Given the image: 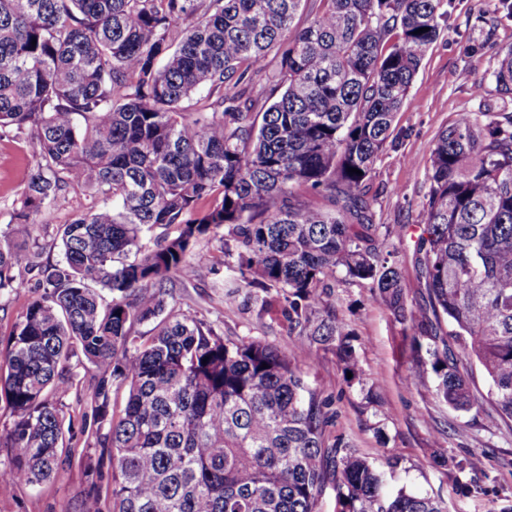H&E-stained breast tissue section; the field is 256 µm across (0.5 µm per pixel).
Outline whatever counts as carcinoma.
I'll return each mask as SVG.
<instances>
[{
    "mask_svg": "<svg viewBox=\"0 0 512 512\" xmlns=\"http://www.w3.org/2000/svg\"><path fill=\"white\" fill-rule=\"evenodd\" d=\"M302 2L0 0V129H28L36 156L13 220L33 222L71 185L112 202L60 225L61 259L0 342V403L16 416L0 433V485L60 477L78 431L97 465H116L78 512H316L330 462L336 512H447L328 441L334 402L287 354L169 301L166 284L196 276L193 245L221 229L227 302L249 289L258 314L335 352L361 386L332 281H365L429 356L405 379L428 369L435 401L483 399L512 428V45L491 73L497 100L430 145L413 304L384 254L405 227L373 223L367 190L448 0H310L304 24ZM503 19L512 0L479 17ZM202 90L209 103L186 111ZM172 225L175 237L144 243ZM24 259L0 240V292L26 290ZM136 321L153 327L135 335ZM86 363L99 378L77 427L66 398Z\"/></svg>",
    "mask_w": 512,
    "mask_h": 512,
    "instance_id": "cac0c4a2",
    "label": "carcinoma"
}]
</instances>
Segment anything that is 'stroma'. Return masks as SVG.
Here are the masks:
<instances>
[{
    "label": "stroma",
    "mask_w": 512,
    "mask_h": 512,
    "mask_svg": "<svg viewBox=\"0 0 512 512\" xmlns=\"http://www.w3.org/2000/svg\"><path fill=\"white\" fill-rule=\"evenodd\" d=\"M493 8V0H449L445 29L425 56L408 101L396 115L398 143L375 165L368 190L375 223H424L431 142L458 115L478 111L476 80L485 82L484 97L495 98L489 75L499 49L512 44V20L488 31L478 18ZM34 163L27 132L0 133V234L23 253H38L40 262H54L60 257L57 225L68 223L90 198L86 189L74 186L40 220L12 223L13 203ZM192 261L196 276L176 288L177 302L195 308L224 335L262 340L288 353L310 387L332 396L336 415L330 435L343 437L353 454L380 467L387 456L399 457L398 467L388 476L394 487L441 498L447 512H512V430L491 421L490 405L457 411L433 400L428 394L432 374H425L417 386L406 382L413 355L399 325L369 303L368 283L340 276L333 291L336 309L354 335L364 386L378 393L370 404L362 386L346 382L333 353L297 346L286 323L246 310L245 298L233 305L225 301L220 284L231 272L223 264L218 239H202ZM97 456L95 439L78 437L65 472L55 482L36 490L0 486V512H75L95 479L91 466ZM470 458L476 459V468L457 469L458 461Z\"/></svg>",
    "instance_id": "stroma-1"
}]
</instances>
